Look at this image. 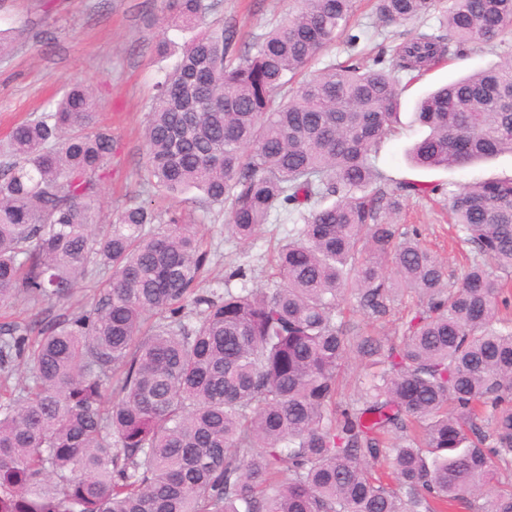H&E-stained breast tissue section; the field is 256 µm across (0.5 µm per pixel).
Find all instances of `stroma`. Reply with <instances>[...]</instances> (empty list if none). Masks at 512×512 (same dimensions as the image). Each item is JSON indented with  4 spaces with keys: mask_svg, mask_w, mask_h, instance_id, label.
Returning <instances> with one entry per match:
<instances>
[{
    "mask_svg": "<svg viewBox=\"0 0 512 512\" xmlns=\"http://www.w3.org/2000/svg\"><path fill=\"white\" fill-rule=\"evenodd\" d=\"M297 6L296 0H220L209 22L214 28H230L238 45H246L283 20ZM168 0H0V29L9 31L13 48L0 57V139L17 123L42 111L63 93L66 81L89 85L99 105L98 122L111 130L116 152L112 177L101 192L100 220L109 222L122 205L143 161L144 129L149 103L156 86L177 63L192 31L171 25ZM442 11H434L417 22L404 25L382 23L374 13L373 0H356L355 10L343 36L325 48L315 69L340 63L355 53L351 35L369 41L372 51L391 49L402 37L422 29L443 30ZM167 42L166 54H158L159 42ZM489 47L476 46L464 57L446 62L421 79L402 78L400 124L385 140L374 163L389 184L406 179L434 181L456 189L469 183L512 177V156L463 168L416 171L409 167L406 150L426 133L416 123V101L431 89L496 62ZM186 221L212 245L211 273L223 278L227 264L251 269L252 286L266 284L270 269L263 257L270 237L287 236L284 224L266 225L257 244H239L224 231V214L204 213L194 205L185 207ZM400 231L416 232L419 242L444 262L449 277H456L470 252L452 240L454 228L448 202L441 197L403 199L397 217ZM417 304L408 292L398 294L389 312L374 318L355 302L344 303L350 322L384 343L399 341L403 324Z\"/></svg>",
    "mask_w": 512,
    "mask_h": 512,
    "instance_id": "stroma-1",
    "label": "stroma"
}]
</instances>
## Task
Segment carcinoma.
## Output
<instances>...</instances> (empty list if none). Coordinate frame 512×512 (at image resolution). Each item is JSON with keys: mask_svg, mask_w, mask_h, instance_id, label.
I'll return each mask as SVG.
<instances>
[{"mask_svg": "<svg viewBox=\"0 0 512 512\" xmlns=\"http://www.w3.org/2000/svg\"><path fill=\"white\" fill-rule=\"evenodd\" d=\"M440 0H375L385 23ZM214 0H170L198 29ZM353 0H299L242 51L205 30L157 86L138 188L96 223L112 133L72 83L0 153V306L65 303L102 276L89 308L0 325V512H512V178L391 189L372 157L403 89L473 45L512 43V0H448L446 34L417 31L370 66L333 63L295 83L347 27ZM418 169L512 154V50L421 97ZM197 192L252 242L292 222L275 280L247 287L183 210L147 189ZM448 195L472 260L457 282L390 218L408 196ZM419 304L399 343L338 315ZM365 359L338 401L343 365ZM26 381L10 385L15 371Z\"/></svg>", "mask_w": 512, "mask_h": 512, "instance_id": "1", "label": "carcinoma"}]
</instances>
